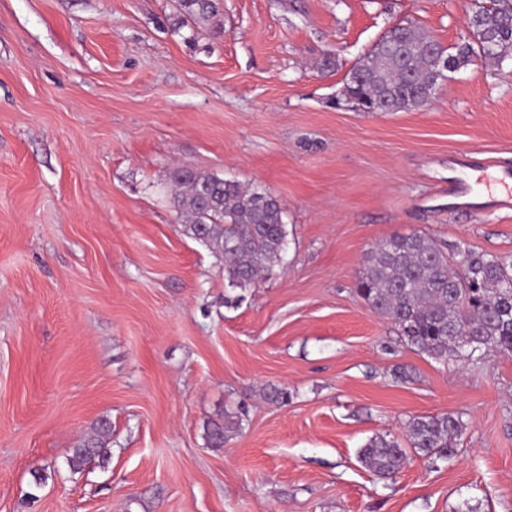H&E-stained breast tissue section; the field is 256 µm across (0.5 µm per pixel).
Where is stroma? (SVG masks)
Returning a JSON list of instances; mask_svg holds the SVG:
<instances>
[{"mask_svg": "<svg viewBox=\"0 0 512 512\" xmlns=\"http://www.w3.org/2000/svg\"><path fill=\"white\" fill-rule=\"evenodd\" d=\"M472 7L224 0L217 33L175 0H0V512H512V355L435 362L354 293L412 230L512 259V209L448 194L451 156L512 166V56L472 59L419 109L342 96L392 25L451 48ZM176 166L282 203L288 246L258 286L226 287L185 234ZM241 404V430L207 447L204 421ZM441 413L464 423L452 459L412 453L392 479L359 462ZM103 419L107 459L71 472Z\"/></svg>", "mask_w": 512, "mask_h": 512, "instance_id": "35a3bbf8", "label": "stroma"}]
</instances>
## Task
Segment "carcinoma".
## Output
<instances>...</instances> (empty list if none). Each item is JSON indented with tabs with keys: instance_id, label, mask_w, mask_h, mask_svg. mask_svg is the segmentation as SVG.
Returning a JSON list of instances; mask_svg holds the SVG:
<instances>
[{
	"instance_id": "1",
	"label": "carcinoma",
	"mask_w": 512,
	"mask_h": 512,
	"mask_svg": "<svg viewBox=\"0 0 512 512\" xmlns=\"http://www.w3.org/2000/svg\"><path fill=\"white\" fill-rule=\"evenodd\" d=\"M494 6L474 4L478 20L456 53L446 51L431 35L411 23L390 27L351 69L342 95L361 106L381 104L396 112L425 106L437 81L435 60L448 72L472 58L502 60L512 50V0ZM184 22L213 24L223 15L224 0H177ZM173 205L186 234L224 258V281L247 288L264 278L288 244L284 208L272 194L243 186L217 174L188 167L170 172ZM355 293L376 315L390 320L400 342L431 359L478 363L492 351L512 354V260L472 250L448 254L424 232L397 234L371 251L359 273ZM270 403L286 405L285 388L263 391ZM240 415L204 422L209 448H222L241 429ZM463 430L451 413L415 416L406 424V449L394 437L377 434L358 452L362 466L382 479L402 468L407 450L449 459L453 440ZM111 424L101 421L72 448L67 463L79 472L108 454Z\"/></svg>"
}]
</instances>
